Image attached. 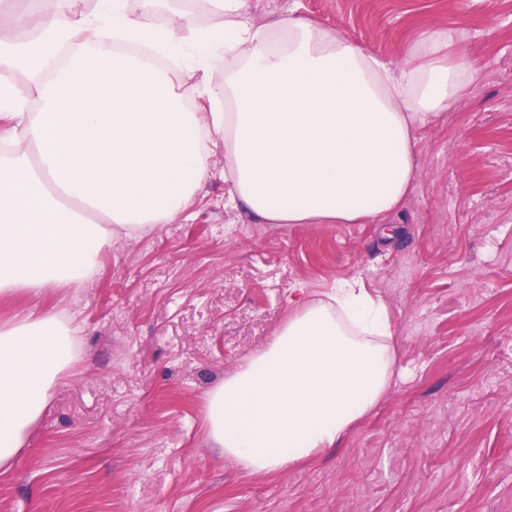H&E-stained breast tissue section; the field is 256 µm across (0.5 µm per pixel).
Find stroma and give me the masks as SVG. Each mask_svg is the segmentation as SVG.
Segmentation results:
<instances>
[{"label": "stroma", "mask_w": 512, "mask_h": 512, "mask_svg": "<svg viewBox=\"0 0 512 512\" xmlns=\"http://www.w3.org/2000/svg\"><path fill=\"white\" fill-rule=\"evenodd\" d=\"M388 59L457 32L476 78L423 132L386 224H260L216 174L172 223L101 253L84 288L0 302V322L74 316L76 359L0 512H512V0H257ZM357 275L388 306L399 373L373 415L282 478L208 448V391L293 299Z\"/></svg>", "instance_id": "stroma-1"}]
</instances>
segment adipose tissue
<instances>
[{"label":"adipose tissue","instance_id":"1","mask_svg":"<svg viewBox=\"0 0 512 512\" xmlns=\"http://www.w3.org/2000/svg\"><path fill=\"white\" fill-rule=\"evenodd\" d=\"M252 7L17 0L0 14L14 32L0 38L1 299L83 287L115 236L185 210L219 147L227 205L258 221L379 224L401 208L419 132L474 80L466 57L445 52L453 31L420 33L397 64L304 16L255 25ZM77 333L53 312L0 324V472L26 449ZM391 337L358 277L297 300L207 393L206 443L266 475L337 447L394 382Z\"/></svg>","mask_w":512,"mask_h":512}]
</instances>
